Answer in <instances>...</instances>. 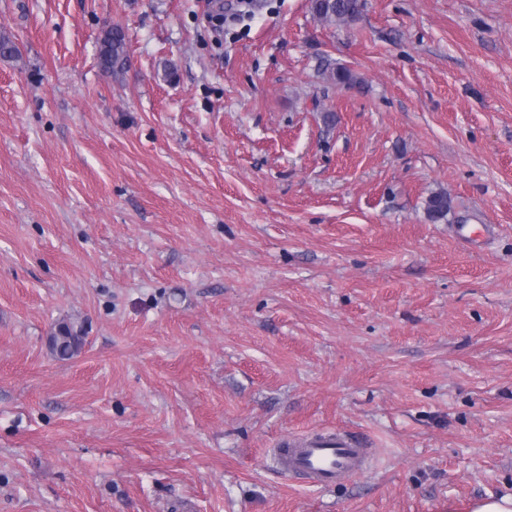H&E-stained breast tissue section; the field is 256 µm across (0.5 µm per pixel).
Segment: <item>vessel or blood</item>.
Here are the masks:
<instances>
[{"label":"vessel or blood","instance_id":"1","mask_svg":"<svg viewBox=\"0 0 512 512\" xmlns=\"http://www.w3.org/2000/svg\"><path fill=\"white\" fill-rule=\"evenodd\" d=\"M277 463L284 471L303 473L315 485L330 486L361 474L369 456L359 435L316 433L286 442Z\"/></svg>","mask_w":512,"mask_h":512}]
</instances>
